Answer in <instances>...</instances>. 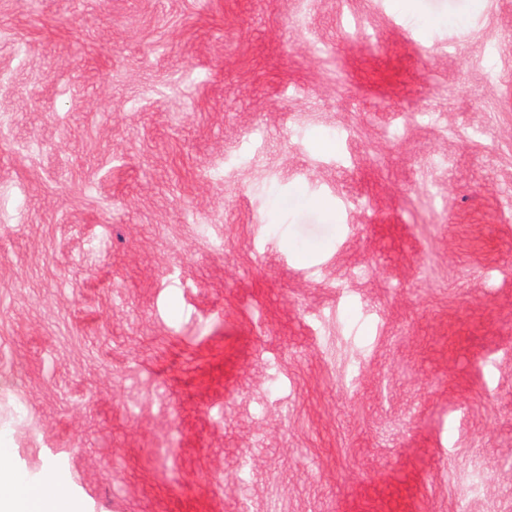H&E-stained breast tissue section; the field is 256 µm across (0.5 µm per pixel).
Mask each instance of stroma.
I'll return each mask as SVG.
<instances>
[{"mask_svg":"<svg viewBox=\"0 0 512 512\" xmlns=\"http://www.w3.org/2000/svg\"><path fill=\"white\" fill-rule=\"evenodd\" d=\"M0 435L79 512H512V0H0Z\"/></svg>","mask_w":512,"mask_h":512,"instance_id":"35a3bbf8","label":"stroma"}]
</instances>
